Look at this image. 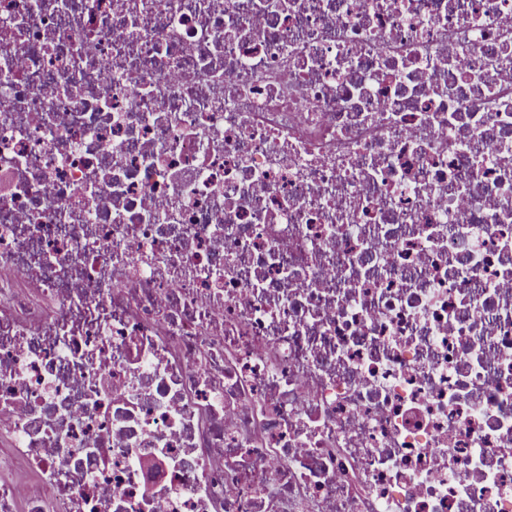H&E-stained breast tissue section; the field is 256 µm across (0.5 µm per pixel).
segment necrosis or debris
Here are the masks:
<instances>
[{"label":"necrosis or debris","instance_id":"1","mask_svg":"<svg viewBox=\"0 0 512 512\" xmlns=\"http://www.w3.org/2000/svg\"><path fill=\"white\" fill-rule=\"evenodd\" d=\"M0 512H512V0H0Z\"/></svg>","mask_w":512,"mask_h":512}]
</instances>
